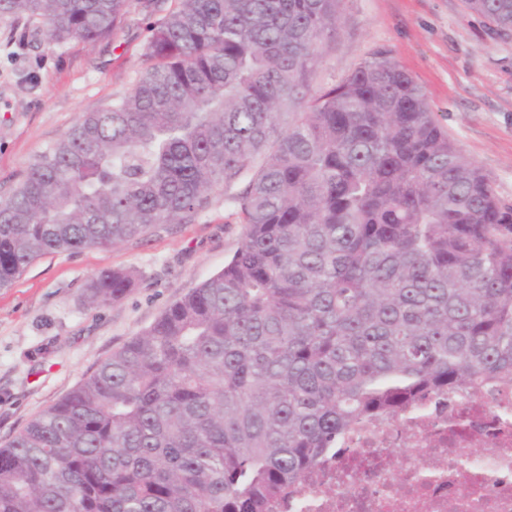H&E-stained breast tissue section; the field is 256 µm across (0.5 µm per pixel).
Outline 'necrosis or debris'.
Masks as SVG:
<instances>
[{
	"label": "necrosis or debris",
	"mask_w": 512,
	"mask_h": 512,
	"mask_svg": "<svg viewBox=\"0 0 512 512\" xmlns=\"http://www.w3.org/2000/svg\"><path fill=\"white\" fill-rule=\"evenodd\" d=\"M269 512H512V383L359 421Z\"/></svg>",
	"instance_id": "1"
}]
</instances>
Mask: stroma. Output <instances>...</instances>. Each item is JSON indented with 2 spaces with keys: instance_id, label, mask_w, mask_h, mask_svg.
<instances>
[{
  "instance_id": "1",
  "label": "stroma",
  "mask_w": 512,
  "mask_h": 512,
  "mask_svg": "<svg viewBox=\"0 0 512 512\" xmlns=\"http://www.w3.org/2000/svg\"><path fill=\"white\" fill-rule=\"evenodd\" d=\"M13 29L0 18V198L80 118L130 90L147 66L148 32L135 13L99 42H56L41 32L21 46ZM379 51L416 79L449 138L491 177L497 196L512 201V35L500 36L465 0H342L338 33L313 87L342 81ZM242 235L219 189L193 223L162 224L110 249L45 254L0 290V448L220 272ZM112 268L133 272L134 288L119 301L91 304L92 278Z\"/></svg>"
}]
</instances>
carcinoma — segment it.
<instances>
[{
	"instance_id": "1",
	"label": "carcinoma",
	"mask_w": 512,
	"mask_h": 512,
	"mask_svg": "<svg viewBox=\"0 0 512 512\" xmlns=\"http://www.w3.org/2000/svg\"><path fill=\"white\" fill-rule=\"evenodd\" d=\"M341 2L175 0L133 88L0 200V288L46 253L190 223L219 188L244 226L222 271L0 448V512H266L358 419L512 380V203L392 57L311 93ZM466 4L512 33V0ZM129 7L0 17L97 42ZM134 282L102 270L88 299Z\"/></svg>"
}]
</instances>
